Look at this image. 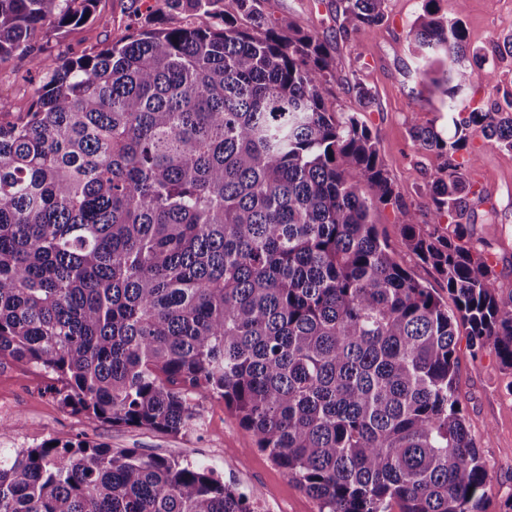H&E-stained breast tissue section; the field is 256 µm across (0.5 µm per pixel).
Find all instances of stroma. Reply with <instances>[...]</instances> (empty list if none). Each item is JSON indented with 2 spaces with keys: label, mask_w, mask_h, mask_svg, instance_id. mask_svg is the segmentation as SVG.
<instances>
[{
  "label": "stroma",
  "mask_w": 512,
  "mask_h": 512,
  "mask_svg": "<svg viewBox=\"0 0 512 512\" xmlns=\"http://www.w3.org/2000/svg\"><path fill=\"white\" fill-rule=\"evenodd\" d=\"M336 0H261L263 12L290 19L306 33L334 47L333 69L338 81L324 94L328 109L356 114L378 136L383 164L398 195V206H381L374 222L394 259L412 276L432 288L440 299L448 289L435 270L407 248L399 223L400 209L412 210L418 224L431 223L429 185L441 175L446 159L421 148L410 136L412 122L448 127V110L441 95L424 81L413 51L410 29L423 11V0H387V19L372 32L343 26ZM442 14L461 18L472 48L488 53L512 34V0H439ZM122 0H98L89 21L55 33L37 28L32 41L42 50L44 68L55 67L60 56L100 50L128 36ZM27 57L15 55L0 63V101L11 111H26L35 84L26 82ZM492 82H477L457 98V109L493 112L512 100V56L494 60ZM372 95L369 105L358 102L354 86ZM480 129L469 131L480 159L464 176L484 189L486 198H473L469 213L473 240L483 244L497 282L512 290V151L483 143ZM457 387L466 424L492 475L484 497V512H504L512 498V372L501 365L493 349L473 354L467 336L457 338ZM41 371L9 360L0 362V409L19 428H0V451L13 452L59 442L92 440L119 450L196 463L246 494L256 512H318L316 501L258 449L236 414L219 397L199 402V419L178 434L146 427L115 426L63 407Z\"/></svg>",
  "instance_id": "35a3bbf8"
}]
</instances>
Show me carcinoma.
<instances>
[{"mask_svg":"<svg viewBox=\"0 0 512 512\" xmlns=\"http://www.w3.org/2000/svg\"><path fill=\"white\" fill-rule=\"evenodd\" d=\"M186 17L44 72L25 112L0 103V359L60 403L177 434L219 396L318 512H483L490 482L456 394V336L512 370V293L468 236L467 131L512 150V110L466 114L492 80L463 22L425 0L422 74L451 136L437 223L400 210L409 250L454 309L398 264L373 221L398 206L377 136L328 112L332 45L260 0H163ZM95 0H0V60L42 68L31 35L88 21ZM374 31L387 0H339ZM248 21L244 29L239 21ZM448 223V233L439 224ZM0 512H253L207 467L87 440L0 453Z\"/></svg>","mask_w":512,"mask_h":512,"instance_id":"obj_1","label":"carcinoma"}]
</instances>
